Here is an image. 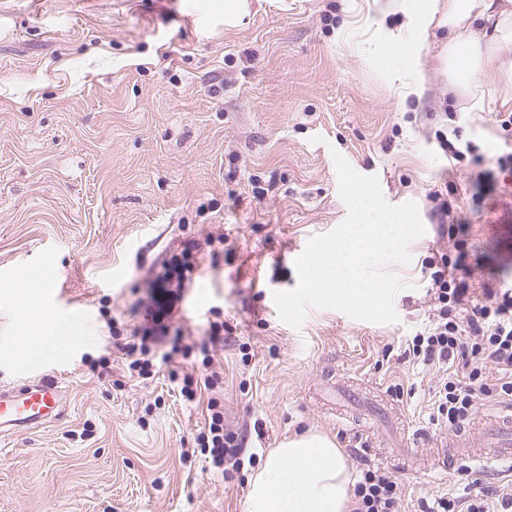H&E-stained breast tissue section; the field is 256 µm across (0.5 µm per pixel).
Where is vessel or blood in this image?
<instances>
[{"label": "vessel or blood", "mask_w": 512, "mask_h": 512, "mask_svg": "<svg viewBox=\"0 0 512 512\" xmlns=\"http://www.w3.org/2000/svg\"><path fill=\"white\" fill-rule=\"evenodd\" d=\"M65 406L66 389L53 376H38L17 388H0V436L6 438L50 424L61 416ZM451 459L512 465V414L488 417L439 445L432 450L430 463L441 468Z\"/></svg>", "instance_id": "obj_1"}]
</instances>
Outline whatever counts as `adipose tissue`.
Wrapping results in <instances>:
<instances>
[{
  "label": "adipose tissue",
  "instance_id": "1",
  "mask_svg": "<svg viewBox=\"0 0 512 512\" xmlns=\"http://www.w3.org/2000/svg\"><path fill=\"white\" fill-rule=\"evenodd\" d=\"M392 0L391 9L408 17L423 48L435 19L448 26V64H464L467 79L479 85L488 80L512 83V7L499 0ZM489 32L475 40V23ZM347 471L339 449L317 434L295 436L273 449L248 493V512H349Z\"/></svg>",
  "mask_w": 512,
  "mask_h": 512
}]
</instances>
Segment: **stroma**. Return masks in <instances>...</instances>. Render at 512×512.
Wrapping results in <instances>:
<instances>
[{"label":"stroma","instance_id":"1","mask_svg":"<svg viewBox=\"0 0 512 512\" xmlns=\"http://www.w3.org/2000/svg\"><path fill=\"white\" fill-rule=\"evenodd\" d=\"M389 5L0 0V387L52 372L68 390L59 420L0 440V512H247L268 453L306 430L335 441L351 476L372 465L397 481L401 512L462 495L468 472L512 486L503 464L425 472L449 436L431 420L444 372L399 358L434 314L426 264L458 255L433 187L512 278V170L497 163L512 152V101L496 84L449 92L444 25L418 59L422 97L407 95L406 59L380 50L407 23ZM337 153L378 176L388 203L415 202L425 232L410 263L386 266L406 284L398 322L312 309L296 330L273 294L296 286V249L347 216ZM191 241L195 285L169 322L190 343L210 321L233 328L215 350L216 395L247 461L228 479L195 452L204 404L184 401L167 368L129 376L107 327L143 323L156 272ZM49 266L52 291L38 286ZM25 334L43 336L40 356L15 352ZM328 372L400 419L367 404L337 418L322 402Z\"/></svg>","mask_w":512,"mask_h":512}]
</instances>
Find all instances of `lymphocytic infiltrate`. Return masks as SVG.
I'll use <instances>...</instances> for the list:
<instances>
[{
    "instance_id": "obj_1",
    "label": "lymphocytic infiltrate",
    "mask_w": 512,
    "mask_h": 512,
    "mask_svg": "<svg viewBox=\"0 0 512 512\" xmlns=\"http://www.w3.org/2000/svg\"><path fill=\"white\" fill-rule=\"evenodd\" d=\"M194 269L184 255L173 256L164 265L154 280V308L146 324L133 328L120 349L128 359L129 373L143 379L158 365L177 366L200 357L209 374L200 378L184 374L180 394L192 401L198 393L209 392L207 423L197 437L200 453L214 468L236 470L242 448L234 433L224 429V408L213 396L221 376L211 369L212 349L223 342L227 326L210 322L206 340L197 344L186 342L182 330L170 328L167 322ZM472 274L463 253L454 265L435 266L429 277L437 313L402 353L417 365L461 363V372L449 374L441 384L433 416L437 423L456 429L468 424L481 404L512 402V288L493 281L474 293L469 284ZM490 365L498 373L492 384L485 377ZM401 496L396 481L370 466L361 470L354 485L352 512H399ZM423 512H512V490L485 487L474 479L466 483L463 496L436 498L424 503Z\"/></svg>"
}]
</instances>
